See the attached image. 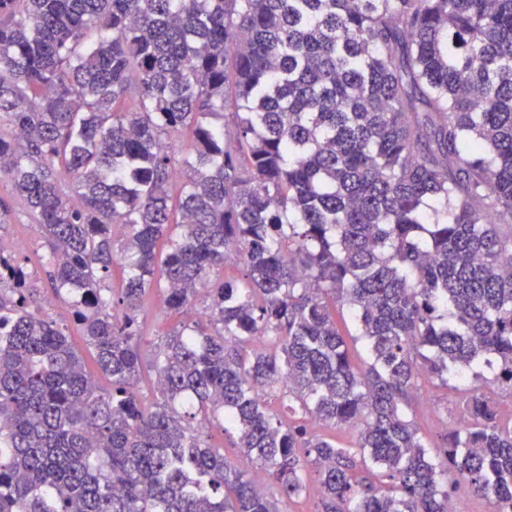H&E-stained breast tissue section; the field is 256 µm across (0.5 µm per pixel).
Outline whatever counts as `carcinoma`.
<instances>
[{"label": "carcinoma", "instance_id": "obj_1", "mask_svg": "<svg viewBox=\"0 0 512 512\" xmlns=\"http://www.w3.org/2000/svg\"><path fill=\"white\" fill-rule=\"evenodd\" d=\"M0 184L111 383L0 255V512H512V0H0ZM153 290L204 306L148 355ZM455 413V394L438 388L432 382H422L417 401L413 404V419L429 444L441 442L446 425ZM315 475L312 473L310 478L313 481L309 491L299 497L292 499L290 501H285L279 503L280 510L284 512H318L319 503L318 497L315 490Z\"/></svg>", "mask_w": 512, "mask_h": 512}]
</instances>
